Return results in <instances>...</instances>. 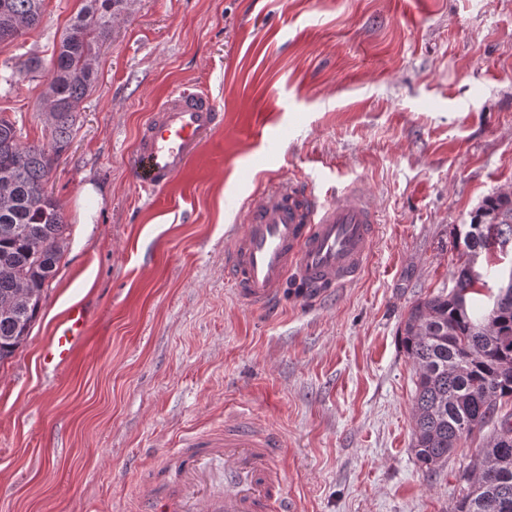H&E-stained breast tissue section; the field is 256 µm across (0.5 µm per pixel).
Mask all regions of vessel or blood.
<instances>
[{
    "label": "vessel or blood",
    "instance_id": "obj_1",
    "mask_svg": "<svg viewBox=\"0 0 512 512\" xmlns=\"http://www.w3.org/2000/svg\"><path fill=\"white\" fill-rule=\"evenodd\" d=\"M224 116L206 93L182 87L168 94L142 124L131 176L148 191L184 173ZM378 215L370 197L353 187L339 202L320 201L303 183L274 186L244 215V231L224 257V275L247 304L277 303L288 279L308 300L344 287L366 267ZM88 326L83 306L70 307L55 324L44 358L64 364ZM224 462V492L208 479L214 459ZM138 512H297L285 493L283 442L272 430L238 411L225 416L220 436L196 437L169 448L146 477Z\"/></svg>",
    "mask_w": 512,
    "mask_h": 512
}]
</instances>
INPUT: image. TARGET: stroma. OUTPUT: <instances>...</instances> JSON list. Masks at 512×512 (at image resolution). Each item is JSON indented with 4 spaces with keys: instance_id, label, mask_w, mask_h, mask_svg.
Segmentation results:
<instances>
[{
    "instance_id": "stroma-1",
    "label": "stroma",
    "mask_w": 512,
    "mask_h": 512,
    "mask_svg": "<svg viewBox=\"0 0 512 512\" xmlns=\"http://www.w3.org/2000/svg\"><path fill=\"white\" fill-rule=\"evenodd\" d=\"M81 5L45 0L36 30L0 43V113L24 144L51 143L43 95ZM96 68L47 181L61 259L0 364V512H137L162 451L236 410L281 435L300 512H454L512 402L420 467L399 331L454 288V239L483 199L512 191V0H127ZM181 86L224 124L148 193L128 171L136 135ZM284 181L328 201L360 187L379 222L355 281L264 310L237 299L224 254ZM76 303L88 346L56 369L43 346Z\"/></svg>"
}]
</instances>
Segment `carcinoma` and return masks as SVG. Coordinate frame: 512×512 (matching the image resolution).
<instances>
[{
  "mask_svg": "<svg viewBox=\"0 0 512 512\" xmlns=\"http://www.w3.org/2000/svg\"><path fill=\"white\" fill-rule=\"evenodd\" d=\"M126 0H83L63 34L45 92L51 149L23 145L15 123L0 117V363L30 336L46 282L68 230L60 202L45 191L52 165L70 139L73 113L97 79L98 44L109 36ZM44 0H0V42L36 29ZM469 259L456 288L416 302L400 333L416 370L413 448L428 467L485 425L497 402L512 398V284L492 303L471 304L481 254L512 245V193L487 197L463 237ZM455 512H512V421L505 418L474 463Z\"/></svg>",
  "mask_w": 512,
  "mask_h": 512,
  "instance_id": "carcinoma-1",
  "label": "carcinoma"
}]
</instances>
